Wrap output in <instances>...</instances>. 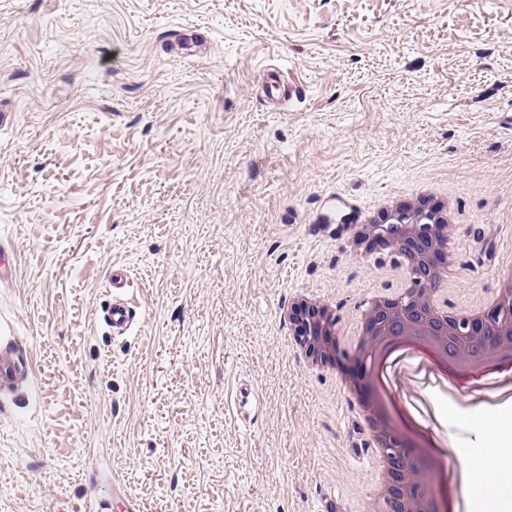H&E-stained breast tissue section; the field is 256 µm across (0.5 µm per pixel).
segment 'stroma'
<instances>
[{"instance_id":"1","label":"stroma","mask_w":512,"mask_h":512,"mask_svg":"<svg viewBox=\"0 0 512 512\" xmlns=\"http://www.w3.org/2000/svg\"><path fill=\"white\" fill-rule=\"evenodd\" d=\"M266 68L299 89L277 111ZM0 112V345L35 363L0 400V512H113L116 477L139 512L359 498L346 375L305 369L281 308L318 289L348 317L397 286L347 242L423 183L456 198L454 305L512 240V0H0ZM419 372L427 425L480 447ZM125 269L116 268L112 271L110 287L112 303L107 311L105 322L114 336H123L132 324L130 297L127 293Z\"/></svg>"}]
</instances>
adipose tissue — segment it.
I'll list each match as a JSON object with an SVG mask.
<instances>
[{"label": "adipose tissue", "instance_id": "obj_1", "mask_svg": "<svg viewBox=\"0 0 512 512\" xmlns=\"http://www.w3.org/2000/svg\"><path fill=\"white\" fill-rule=\"evenodd\" d=\"M485 449L466 455L460 473H449L450 488H462L455 512H512V427L485 430Z\"/></svg>", "mask_w": 512, "mask_h": 512}]
</instances>
